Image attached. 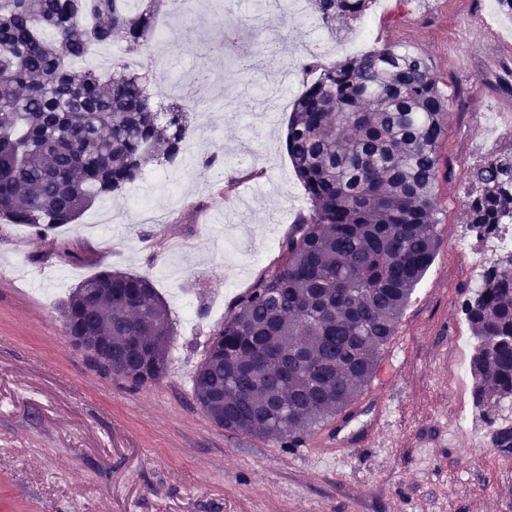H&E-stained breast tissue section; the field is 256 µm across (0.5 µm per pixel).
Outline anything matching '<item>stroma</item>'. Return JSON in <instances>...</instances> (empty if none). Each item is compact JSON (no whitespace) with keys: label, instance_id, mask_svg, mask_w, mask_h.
I'll return each mask as SVG.
<instances>
[{"label":"stroma","instance_id":"stroma-1","mask_svg":"<svg viewBox=\"0 0 512 512\" xmlns=\"http://www.w3.org/2000/svg\"><path fill=\"white\" fill-rule=\"evenodd\" d=\"M474 22L493 39H471ZM271 25L283 34L276 65L296 79L257 127L262 86L222 80L226 56L253 45V34L206 11L164 21L181 96L197 97L198 69L213 75L208 108L173 168L179 197L153 162L135 189L164 224L143 223L127 194L95 201L42 237L0 223V512H512V453L478 447L480 409L473 431L459 428L456 388L460 348L475 344L461 303L492 250L466 222L467 171L512 148V97L500 93L494 64L512 49V18L495 0H374L337 37L290 9ZM387 44L425 56L441 91L464 94L466 105L450 104L439 148L440 247L372 379L390 377L389 424L371 438L355 420L361 447L312 461L278 440L216 428L194 402L191 378L210 334L278 264V241L309 206L285 148L293 103L316 77L303 63L318 45L330 64ZM202 156L223 161L234 194L197 166ZM255 168L261 178H249ZM64 247L76 262L59 259ZM102 270L147 277L169 305L175 346L157 384L130 389L63 334L59 303Z\"/></svg>","mask_w":512,"mask_h":512}]
</instances>
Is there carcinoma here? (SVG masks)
Returning a JSON list of instances; mask_svg holds the SVG:
<instances>
[{
  "label": "carcinoma",
  "mask_w": 512,
  "mask_h": 512,
  "mask_svg": "<svg viewBox=\"0 0 512 512\" xmlns=\"http://www.w3.org/2000/svg\"><path fill=\"white\" fill-rule=\"evenodd\" d=\"M179 0H0V221L40 234L121 194L150 162L185 150L197 100L158 104L156 71L77 67L117 36L153 56L157 17ZM330 33L373 0H309ZM308 68L286 146L310 208L280 263L235 301L207 341L193 399L228 433L299 448L366 390L377 358L439 244V145L448 99L428 59L385 45ZM468 224L488 239L512 224V149L467 173ZM462 310L476 340L470 368L489 447L512 450L491 417L512 400V252L484 270ZM65 336L103 373L141 388L163 380L175 342L167 303L133 272L100 271L60 304Z\"/></svg>",
  "instance_id": "cac0c4a2"
}]
</instances>
